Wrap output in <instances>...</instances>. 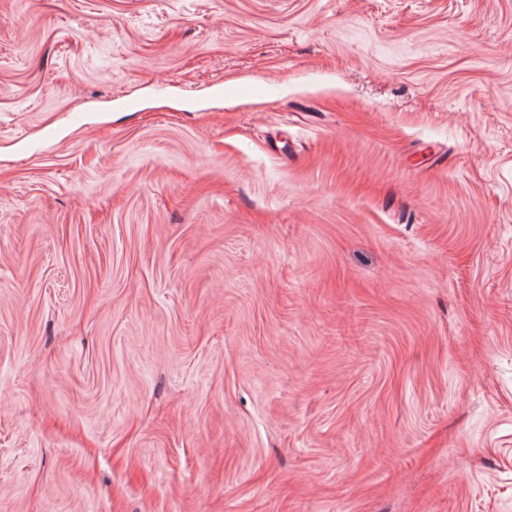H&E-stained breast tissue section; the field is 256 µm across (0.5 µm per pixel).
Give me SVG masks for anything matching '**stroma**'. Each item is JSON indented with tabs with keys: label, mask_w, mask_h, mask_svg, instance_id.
Instances as JSON below:
<instances>
[{
	"label": "stroma",
	"mask_w": 512,
	"mask_h": 512,
	"mask_svg": "<svg viewBox=\"0 0 512 512\" xmlns=\"http://www.w3.org/2000/svg\"><path fill=\"white\" fill-rule=\"evenodd\" d=\"M0 512H512V0H0Z\"/></svg>",
	"instance_id": "stroma-1"
}]
</instances>
